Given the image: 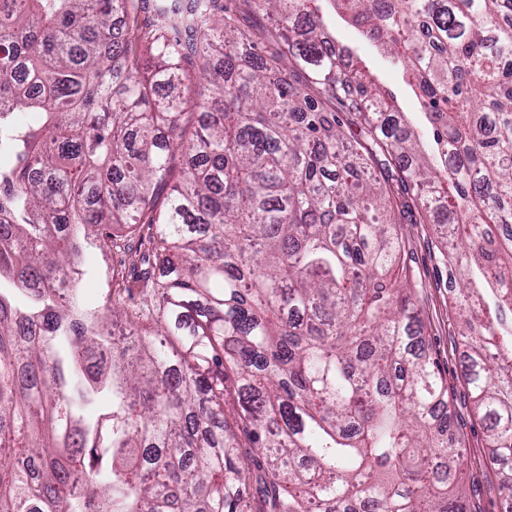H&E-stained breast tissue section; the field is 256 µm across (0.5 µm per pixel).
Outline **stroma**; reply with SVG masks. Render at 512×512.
I'll list each match as a JSON object with an SVG mask.
<instances>
[{
    "label": "stroma",
    "mask_w": 512,
    "mask_h": 512,
    "mask_svg": "<svg viewBox=\"0 0 512 512\" xmlns=\"http://www.w3.org/2000/svg\"><path fill=\"white\" fill-rule=\"evenodd\" d=\"M316 4L323 16L326 36L335 46L352 48L373 77L394 95L403 116L416 129H423L426 121L422 109L400 72L336 13L331 0H316ZM397 230L405 242L407 264L418 284L416 305L425 327L426 339L448 383L454 435L465 455V498L471 512H502L504 500L499 491L501 478L485 461L484 427L461 377L463 347L455 309L448 294V266L443 258L444 248L432 225L414 224L405 217ZM121 264L120 253L86 252L81 282V297L86 307L95 308L105 303L109 277Z\"/></svg>",
    "instance_id": "1"
}]
</instances>
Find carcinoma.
<instances>
[{
    "label": "carcinoma",
    "instance_id": "carcinoma-1",
    "mask_svg": "<svg viewBox=\"0 0 512 512\" xmlns=\"http://www.w3.org/2000/svg\"><path fill=\"white\" fill-rule=\"evenodd\" d=\"M142 2L0 0V512H468L415 287L387 277L412 197L452 243L512 498V0H335L428 152L315 0H256L258 33L224 0ZM88 246L135 253L94 312ZM325 23V35L338 48H352L363 61L366 69L385 89L390 91L403 116L416 130L425 128L423 111L413 90L403 81L400 72L382 58L374 47L361 38L357 30L342 19L333 9L331 0H317Z\"/></svg>",
    "mask_w": 512,
    "mask_h": 512
}]
</instances>
